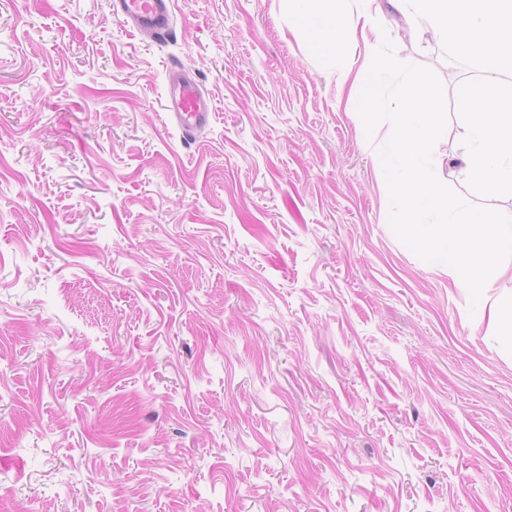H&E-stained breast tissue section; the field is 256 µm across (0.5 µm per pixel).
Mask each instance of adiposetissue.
<instances>
[{
    "label": "adipose tissue",
    "instance_id": "obj_1",
    "mask_svg": "<svg viewBox=\"0 0 512 512\" xmlns=\"http://www.w3.org/2000/svg\"><path fill=\"white\" fill-rule=\"evenodd\" d=\"M301 13L321 12L323 24L315 27V40L323 46L346 50L357 37L359 30L371 24V7L374 0H296Z\"/></svg>",
    "mask_w": 512,
    "mask_h": 512
}]
</instances>
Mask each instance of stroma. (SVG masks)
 <instances>
[{"label": "stroma", "mask_w": 512, "mask_h": 512, "mask_svg": "<svg viewBox=\"0 0 512 512\" xmlns=\"http://www.w3.org/2000/svg\"><path fill=\"white\" fill-rule=\"evenodd\" d=\"M164 42L112 0H0V492L9 512H512V352L392 232L316 18L175 0ZM379 52L445 88L464 180L475 69L394 11ZM181 65L214 105L164 110ZM164 110L186 141L195 140L209 126L214 112L194 76L179 66L169 71Z\"/></svg>", "instance_id": "stroma-1"}]
</instances>
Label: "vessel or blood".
Returning <instances> with one entry per match:
<instances>
[{"label":"vessel or blood","instance_id":"b4317fda","mask_svg":"<svg viewBox=\"0 0 512 512\" xmlns=\"http://www.w3.org/2000/svg\"><path fill=\"white\" fill-rule=\"evenodd\" d=\"M112 11L122 23L157 41L167 38L175 23L172 0H113ZM164 109L183 139L191 141L209 126L213 104L194 76L175 66L169 71Z\"/></svg>","mask_w":512,"mask_h":512}]
</instances>
